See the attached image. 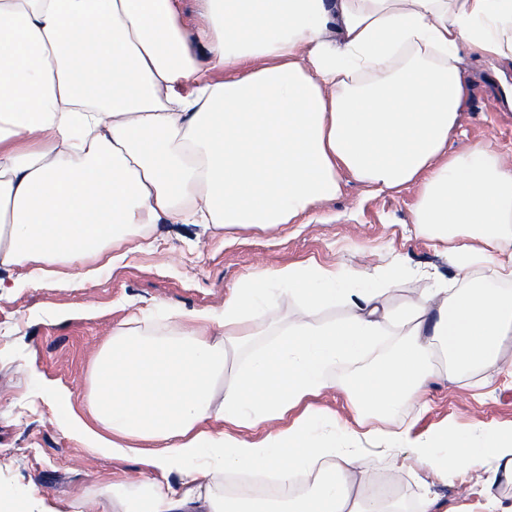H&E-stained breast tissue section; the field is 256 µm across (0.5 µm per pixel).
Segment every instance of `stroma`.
I'll return each instance as SVG.
<instances>
[{"label": "stroma", "mask_w": 512, "mask_h": 512, "mask_svg": "<svg viewBox=\"0 0 512 512\" xmlns=\"http://www.w3.org/2000/svg\"><path fill=\"white\" fill-rule=\"evenodd\" d=\"M460 68L470 94L449 152L489 145L512 162V110L500 103L493 70L472 56ZM419 196L416 185L377 194L345 174L338 196L303 224L219 233L202 224H164L152 233L151 248L119 243L113 264L91 279H68L65 266L61 282L1 268L0 496H35L43 512H94L108 504L112 483L139 479L137 460L89 455L59 424L52 395L56 389L71 393L74 410L85 413L94 359L129 319H138L150 335L168 336L174 328L169 312L220 307L243 276L310 261L343 266L361 279L400 266L404 275L386 296L394 306L406 304L416 288H461L453 252L411 222ZM394 419L409 425L416 440L442 428L476 438L488 427L511 426L512 339L495 366L454 380L442 374L430 379L421 405L401 408ZM371 461L390 480L420 482L441 512L512 506V484L495 486L489 498L479 493L497 466L492 459L468 466L450 482L432 477L410 448L380 451Z\"/></svg>", "instance_id": "obj_1"}]
</instances>
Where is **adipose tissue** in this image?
<instances>
[{
  "label": "adipose tissue",
  "instance_id": "adipose-tissue-1",
  "mask_svg": "<svg viewBox=\"0 0 512 512\" xmlns=\"http://www.w3.org/2000/svg\"><path fill=\"white\" fill-rule=\"evenodd\" d=\"M201 3L220 81L202 74L177 0H0V267L50 278L157 224L273 231L334 198L345 171L379 193L420 183L413 223L442 242L479 240L458 250V273L489 264L501 285L423 288L394 309L381 285L309 263L243 277L223 307L178 314L172 336L116 329L93 365L91 421L57 397L90 455L145 459L138 491L112 485L113 512H401L370 492V444L417 447L442 480L490 458L503 464L492 482L512 483V426L416 443L408 427L366 420L417 401L435 355L462 375L495 365L512 338V164L448 151L469 97L462 54L512 67V0ZM272 281L299 310L265 339L255 320ZM339 303L346 316L317 320ZM383 336L401 347L345 382L357 425L323 411L284 425ZM212 419L244 432L204 430ZM245 470L311 484L276 504L220 494ZM173 471L177 490L160 481Z\"/></svg>",
  "mask_w": 512,
  "mask_h": 512
}]
</instances>
